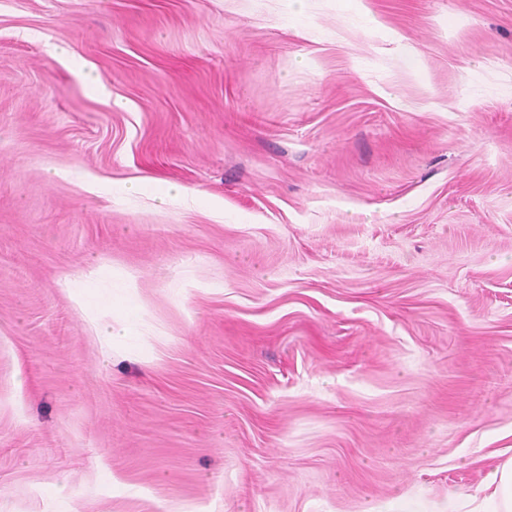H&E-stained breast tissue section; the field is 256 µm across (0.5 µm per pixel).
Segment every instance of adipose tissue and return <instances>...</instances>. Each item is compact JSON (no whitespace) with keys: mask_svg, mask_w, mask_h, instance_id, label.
I'll list each match as a JSON object with an SVG mask.
<instances>
[{"mask_svg":"<svg viewBox=\"0 0 512 512\" xmlns=\"http://www.w3.org/2000/svg\"><path fill=\"white\" fill-rule=\"evenodd\" d=\"M63 284L71 299L94 318L100 339L113 346L124 343L135 286L131 277L97 266L65 275ZM465 503L469 504L470 512H512V457L493 471L475 494L466 498L458 493L449 494L448 512H460Z\"/></svg>","mask_w":512,"mask_h":512,"instance_id":"adipose-tissue-1","label":"adipose tissue"}]
</instances>
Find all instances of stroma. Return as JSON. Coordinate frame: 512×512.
<instances>
[{
  "label": "stroma",
  "instance_id": "obj_1",
  "mask_svg": "<svg viewBox=\"0 0 512 512\" xmlns=\"http://www.w3.org/2000/svg\"><path fill=\"white\" fill-rule=\"evenodd\" d=\"M366 5L0 0V512H444L512 456V0ZM65 289L71 299L82 310H90L91 320L97 336L107 344L121 345L128 336L130 314L135 281L126 274H112L101 267L87 268L77 274H66L63 278ZM112 285V297L105 293L106 286ZM98 307H95V303ZM101 311L107 318L98 321Z\"/></svg>",
  "mask_w": 512,
  "mask_h": 512
}]
</instances>
